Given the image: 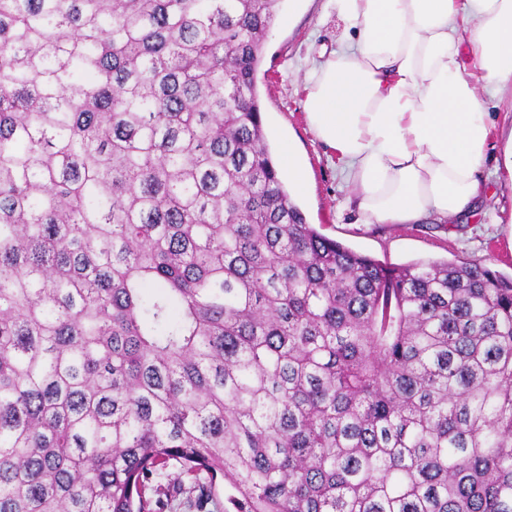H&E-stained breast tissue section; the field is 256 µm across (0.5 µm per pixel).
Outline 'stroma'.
Returning a JSON list of instances; mask_svg holds the SVG:
<instances>
[{
	"label": "stroma",
	"mask_w": 512,
	"mask_h": 512,
	"mask_svg": "<svg viewBox=\"0 0 512 512\" xmlns=\"http://www.w3.org/2000/svg\"><path fill=\"white\" fill-rule=\"evenodd\" d=\"M348 31L330 0H281L256 73L263 126L271 153L294 141L308 167V188L293 194L308 223L322 234L388 266L412 261L484 263L512 275V171L505 149L512 138V94L485 99L494 123L479 179L484 187L475 214L445 224H360L347 205L354 190L342 177L334 150L306 122L310 72L347 41Z\"/></svg>",
	"instance_id": "35a3bbf8"
}]
</instances>
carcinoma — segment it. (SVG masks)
I'll return each mask as SVG.
<instances>
[{
    "label": "carcinoma",
    "instance_id": "carcinoma-1",
    "mask_svg": "<svg viewBox=\"0 0 512 512\" xmlns=\"http://www.w3.org/2000/svg\"><path fill=\"white\" fill-rule=\"evenodd\" d=\"M278 2L0 0V512H512V277L307 223Z\"/></svg>",
    "mask_w": 512,
    "mask_h": 512
}]
</instances>
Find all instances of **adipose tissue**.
Masks as SVG:
<instances>
[{"label": "adipose tissue", "mask_w": 512, "mask_h": 512, "mask_svg": "<svg viewBox=\"0 0 512 512\" xmlns=\"http://www.w3.org/2000/svg\"><path fill=\"white\" fill-rule=\"evenodd\" d=\"M333 4L356 37L309 75L306 117L343 162L360 223L473 211L491 130L482 95L512 90V0Z\"/></svg>", "instance_id": "obj_1"}]
</instances>
